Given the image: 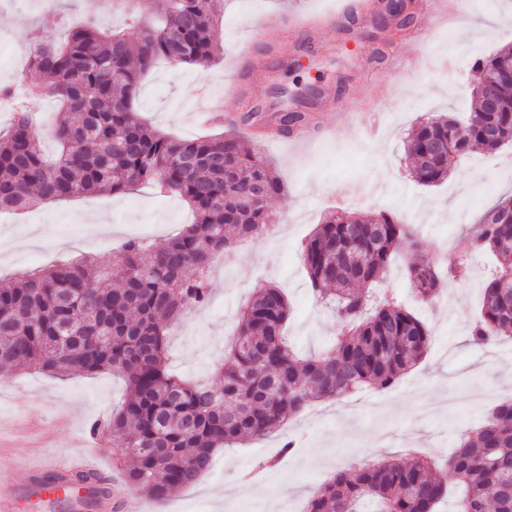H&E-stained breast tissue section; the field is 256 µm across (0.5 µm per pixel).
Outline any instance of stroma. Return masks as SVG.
Instances as JSON below:
<instances>
[{
    "label": "stroma",
    "mask_w": 512,
    "mask_h": 512,
    "mask_svg": "<svg viewBox=\"0 0 512 512\" xmlns=\"http://www.w3.org/2000/svg\"><path fill=\"white\" fill-rule=\"evenodd\" d=\"M336 2L288 0L279 8L273 0H226L215 30L219 60L199 66L158 63L143 81L141 119L182 137L220 133V126L198 118L195 95L199 87L208 86L216 107L228 118L244 112L245 98L233 97L229 87L245 83L246 76L232 74L226 61L248 42L254 22L273 12L285 17L323 11ZM428 2L417 0L413 23L397 31L391 45H356L331 28L321 35L328 53L298 54L299 64L281 71L276 85L292 99L322 85L336 96L357 87L372 95V104H355L351 124H344L337 113H319V121L335 126V136L323 135L294 149L239 127L243 146L259 148L286 186L269 203L280 231L253 239L249 251L230 265L214 266L207 306L170 330V367L181 376L217 382V361L235 331L237 314L264 284L282 288L288 296L293 311L287 334L299 353L319 350L332 340L336 321L313 299L300 258L303 242L329 211H387L402 217L411 224L421 250L437 256L443 269L455 270L448 284L454 308L417 302L405 259L397 257L377 292L405 303L426 324L431 342L422 359L388 390L319 402L264 438L218 450L194 486L162 501L144 498L147 512H303L313 490L353 462L395 455L408 444L435 449L436 459H447L462 433L482 426L496 405L512 400V385L501 382L504 373H512V333L479 345L464 318L465 311L479 305L493 261L483 255L469 271L458 270L461 256L473 248L472 225L500 198L512 195V146L495 154L476 149L468 158L450 159L447 180L431 187L413 180L404 156L408 132L419 118L471 111V66L512 43V0H463L456 21L439 29L430 25ZM85 24L116 25L129 37L137 35L123 14L93 0H0V85L22 81L29 29L59 40L71 27ZM25 104L36 116L43 151L53 155L56 101L31 83ZM93 212L107 214L116 228L112 237L89 232L86 217ZM191 220L179 200L155 195L147 187L2 215L0 244L6 250L0 253V279L8 281L20 270L63 259V240L77 243L99 265H109L119 259L127 239L157 245ZM8 387L9 394L0 395V434L12 445L0 447V490L23 481L20 464L34 445L40 454L56 459L87 454L106 474H115L117 449L111 435L92 433L91 428L122 401V378L107 371L58 378L26 370L13 374ZM289 440L295 446L283 454L281 464L255 474L256 463L279 453Z\"/></svg>",
    "instance_id": "stroma-1"
}]
</instances>
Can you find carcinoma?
<instances>
[{
    "label": "carcinoma",
    "mask_w": 512,
    "mask_h": 512,
    "mask_svg": "<svg viewBox=\"0 0 512 512\" xmlns=\"http://www.w3.org/2000/svg\"><path fill=\"white\" fill-rule=\"evenodd\" d=\"M221 2L146 0L134 42L122 31L88 26L73 29L60 45L32 36L25 80L62 104L52 128L58 152L45 157L24 106L0 129V213L149 184L194 215V223L160 246L128 240L122 257L104 271H93L96 262L82 257L0 282V379L26 369L121 374L125 399L92 430L123 437L118 466L126 483L156 500L194 485L219 448L265 436L316 402L391 387L431 341L427 326L404 305L378 304L371 292L401 250L414 248L411 225L385 211L332 212L301 251L314 297L336 316L330 343L298 355L283 336L288 299L277 286L264 285L238 315L220 384H192L169 372L168 325L207 304L214 263L237 239L267 230V203L283 190L268 160L246 151L234 130L186 139L150 128L134 112L156 61L214 60ZM414 4L387 0L374 26L357 36L384 40L390 23L412 22ZM473 68L509 73L512 47ZM495 93V112L485 111L479 92L466 123L448 113L411 130L404 152L415 181L434 186L448 177V159L512 144V79L504 78ZM308 119L305 112L277 114L284 133ZM511 205L512 197L490 208L473 235L474 248L492 252L498 263L472 325L477 344L512 329ZM407 272L422 302L446 290V274L431 256L415 253ZM509 484L511 402L498 405L477 431L462 434L448 461L398 454L357 463L315 490L306 512H436L452 487L455 512H512V495L502 492Z\"/></svg>",
    "instance_id": "1"
}]
</instances>
